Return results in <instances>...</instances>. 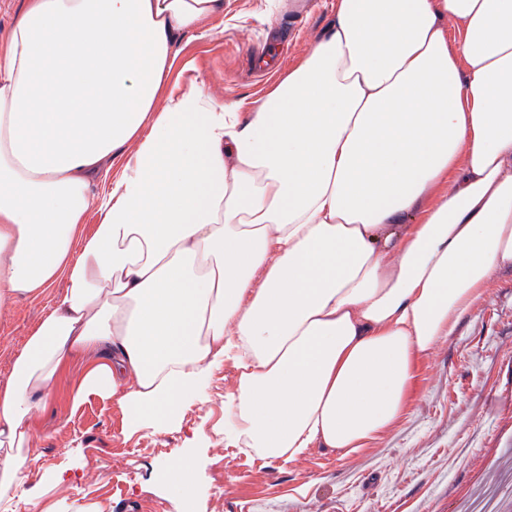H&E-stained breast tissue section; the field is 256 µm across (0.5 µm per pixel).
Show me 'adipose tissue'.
I'll return each instance as SVG.
<instances>
[{"mask_svg": "<svg viewBox=\"0 0 512 512\" xmlns=\"http://www.w3.org/2000/svg\"><path fill=\"white\" fill-rule=\"evenodd\" d=\"M223 16L24 0L0 40V313L67 284L0 386V498L77 359L75 404L115 399L128 437L178 425L230 357L235 447L359 452L512 268V0H336L247 110L171 76Z\"/></svg>", "mask_w": 512, "mask_h": 512, "instance_id": "adipose-tissue-1", "label": "adipose tissue"}]
</instances>
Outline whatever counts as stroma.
Returning a JSON list of instances; mask_svg holds the SVG:
<instances>
[{"mask_svg": "<svg viewBox=\"0 0 512 512\" xmlns=\"http://www.w3.org/2000/svg\"><path fill=\"white\" fill-rule=\"evenodd\" d=\"M336 0H224V22L177 41L174 69L195 62L217 101L261 97L324 35ZM66 288L18 297L0 313V384L16 354ZM85 372L61 371L36 413L27 494L10 512H186L166 480L172 462L193 457V512H460L481 493L512 512V270L493 274L446 341L417 368L408 413L375 447L341 457L312 448L293 463L269 462L224 439L231 360L214 367L203 401L180 426L123 435L114 401L74 406ZM307 485L306 496L295 489Z\"/></svg>", "mask_w": 512, "mask_h": 512, "instance_id": "stroma-1", "label": "stroma"}]
</instances>
